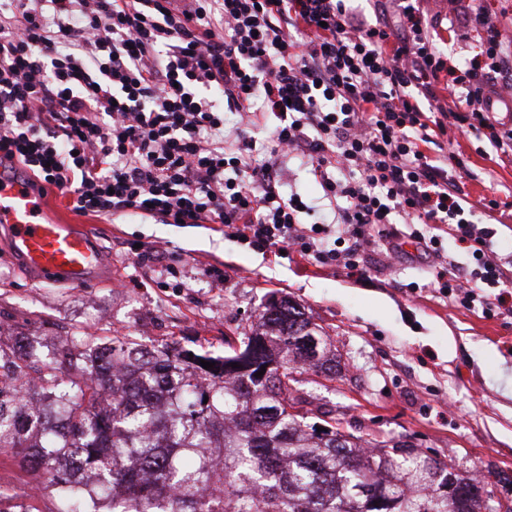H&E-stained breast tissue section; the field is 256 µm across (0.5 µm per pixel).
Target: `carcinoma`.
Returning <instances> with one entry per match:
<instances>
[{"label": "carcinoma", "mask_w": 512, "mask_h": 512, "mask_svg": "<svg viewBox=\"0 0 512 512\" xmlns=\"http://www.w3.org/2000/svg\"><path fill=\"white\" fill-rule=\"evenodd\" d=\"M320 335L300 305L269 299L242 337L244 374L175 341L73 336L33 355L37 337L0 335V454L31 478L0 491V512H33L43 491L50 512H496L492 470L475 481L406 441L368 452L325 412L305 423L294 370L336 376Z\"/></svg>", "instance_id": "cac0c4a2"}]
</instances>
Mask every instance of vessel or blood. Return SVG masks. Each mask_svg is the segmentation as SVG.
<instances>
[{"label": "vessel or blood", "mask_w": 512, "mask_h": 512, "mask_svg": "<svg viewBox=\"0 0 512 512\" xmlns=\"http://www.w3.org/2000/svg\"><path fill=\"white\" fill-rule=\"evenodd\" d=\"M0 228L36 278L80 284L102 268V254L84 226L51 214L48 194L26 182L0 176Z\"/></svg>", "instance_id": "obj_1"}]
</instances>
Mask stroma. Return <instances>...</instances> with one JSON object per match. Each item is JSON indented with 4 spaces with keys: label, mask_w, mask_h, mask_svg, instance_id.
Segmentation results:
<instances>
[{
    "label": "stroma",
    "mask_w": 512,
    "mask_h": 512,
    "mask_svg": "<svg viewBox=\"0 0 512 512\" xmlns=\"http://www.w3.org/2000/svg\"><path fill=\"white\" fill-rule=\"evenodd\" d=\"M448 149L468 162L471 196L494 186L512 195V162H499L487 141L451 132ZM288 192L323 191L306 159L281 161ZM103 257V273L83 285L39 281L0 232V331L40 336L44 351L62 339L119 332L145 345L177 341L223 354L254 321L271 293L305 308L330 339L340 367L328 379L296 370L313 405L332 411L365 441L406 440L472 474L512 476V311L491 319L432 297V260L402 257L384 265L385 247L366 251L365 277L290 250H254L216 224H161L136 215L86 216ZM162 252L179 277L132 262L130 248ZM224 272L215 284L206 270Z\"/></svg>",
    "instance_id": "1"
}]
</instances>
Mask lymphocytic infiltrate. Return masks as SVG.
<instances>
[{
	"instance_id": "f902f5d3",
	"label": "lymphocytic infiltrate",
	"mask_w": 512,
	"mask_h": 512,
	"mask_svg": "<svg viewBox=\"0 0 512 512\" xmlns=\"http://www.w3.org/2000/svg\"><path fill=\"white\" fill-rule=\"evenodd\" d=\"M425 3L372 0L368 18L351 0H0V172L80 215L220 224L359 277L364 245L436 258L450 225L476 267L464 281L439 268L435 291L493 316L512 272L474 215L512 219V202H470L447 144L453 127L512 153L497 118L512 112V17L483 0L431 17ZM445 20L477 32L480 55L449 64ZM265 114L263 151L252 131ZM290 154L311 162L333 220L285 191Z\"/></svg>"
}]
</instances>
